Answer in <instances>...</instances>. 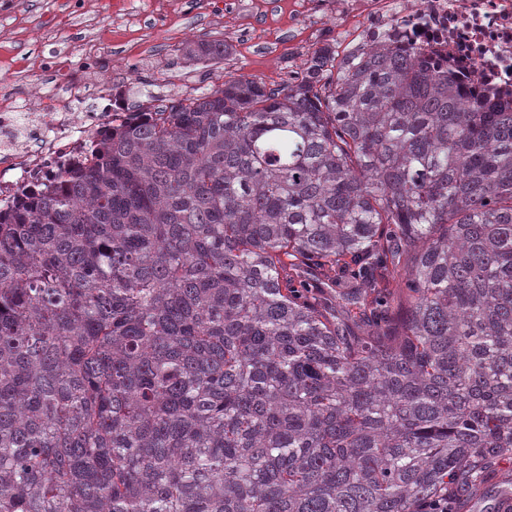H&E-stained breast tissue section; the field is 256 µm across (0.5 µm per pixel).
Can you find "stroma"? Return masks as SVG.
Wrapping results in <instances>:
<instances>
[{
	"label": "stroma",
	"instance_id": "obj_1",
	"mask_svg": "<svg viewBox=\"0 0 512 512\" xmlns=\"http://www.w3.org/2000/svg\"><path fill=\"white\" fill-rule=\"evenodd\" d=\"M154 0H0V88L16 97L31 86L60 96L47 73L24 69L23 60L84 53L95 45L101 74L118 73L127 105L167 106L210 91L224 80L246 77L280 90L301 76L292 57L307 59L324 45L345 53L357 30L337 37L334 24L315 25L294 0H256L257 10L235 12L242 0H180L181 7L157 19ZM219 39L224 58L197 61L187 44Z\"/></svg>",
	"mask_w": 512,
	"mask_h": 512
}]
</instances>
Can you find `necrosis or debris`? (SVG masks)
I'll list each match as a JSON object with an SVG mask.
<instances>
[{
	"label": "necrosis or debris",
	"mask_w": 512,
	"mask_h": 512,
	"mask_svg": "<svg viewBox=\"0 0 512 512\" xmlns=\"http://www.w3.org/2000/svg\"><path fill=\"white\" fill-rule=\"evenodd\" d=\"M320 17L353 26L364 48L414 46L447 59L454 81L476 94L512 92V0H321ZM78 69L100 101L96 112L31 89L26 111L0 94V213L10 212L34 187L61 185L66 170L90 165L101 130L137 122L111 77L89 58L47 62L55 76Z\"/></svg>",
	"instance_id": "4bbe7bcc"
}]
</instances>
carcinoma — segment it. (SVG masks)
<instances>
[{"label":"carcinoma","mask_w":512,"mask_h":512,"mask_svg":"<svg viewBox=\"0 0 512 512\" xmlns=\"http://www.w3.org/2000/svg\"><path fill=\"white\" fill-rule=\"evenodd\" d=\"M194 59L224 42L190 43ZM329 47L0 216V512H414L512 455V101Z\"/></svg>","instance_id":"obj_1"}]
</instances>
